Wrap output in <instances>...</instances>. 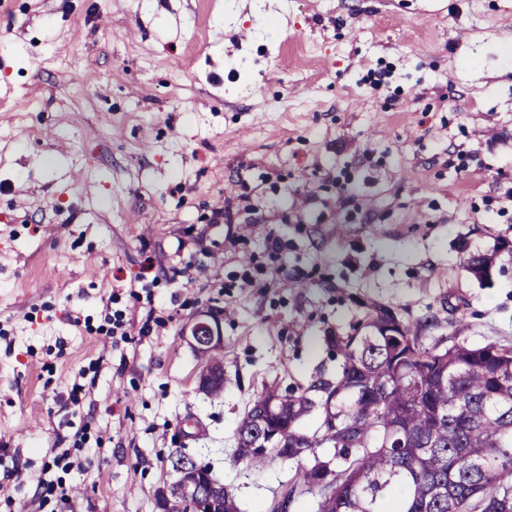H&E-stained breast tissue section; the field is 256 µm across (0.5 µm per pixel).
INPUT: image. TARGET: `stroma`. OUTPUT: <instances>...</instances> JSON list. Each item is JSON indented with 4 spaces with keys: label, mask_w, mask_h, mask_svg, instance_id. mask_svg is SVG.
<instances>
[{
    "label": "stroma",
    "mask_w": 512,
    "mask_h": 512,
    "mask_svg": "<svg viewBox=\"0 0 512 512\" xmlns=\"http://www.w3.org/2000/svg\"><path fill=\"white\" fill-rule=\"evenodd\" d=\"M510 35L512 0H0V512H159L182 448L266 512L292 465L240 420L370 307L512 345ZM212 319L213 323L199 321L195 325L194 334H191V343L197 351L212 350L221 347L224 343L220 322Z\"/></svg>",
    "instance_id": "1"
}]
</instances>
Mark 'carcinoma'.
<instances>
[{"instance_id":"obj_1","label":"carcinoma","mask_w":512,"mask_h":512,"mask_svg":"<svg viewBox=\"0 0 512 512\" xmlns=\"http://www.w3.org/2000/svg\"><path fill=\"white\" fill-rule=\"evenodd\" d=\"M493 261L471 254L467 265L481 277ZM389 312L374 306L355 333L329 338L342 360L336 381L262 392L237 427V457L299 463L297 448L333 449L299 465L284 492L317 491L316 512H512V345L427 344V316L400 321L398 351ZM316 410L322 422L308 434L301 423ZM270 430L285 432L288 452H244Z\"/></svg>"}]
</instances>
